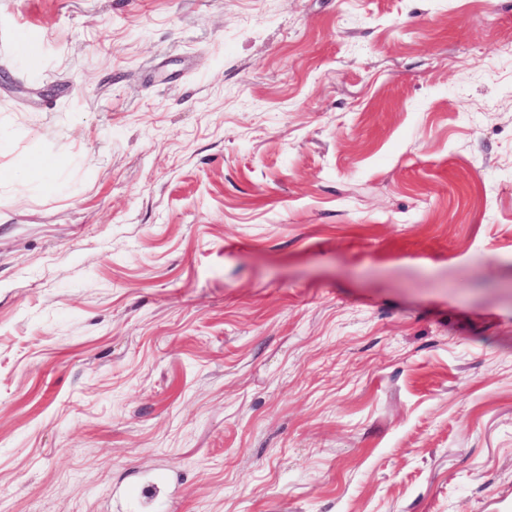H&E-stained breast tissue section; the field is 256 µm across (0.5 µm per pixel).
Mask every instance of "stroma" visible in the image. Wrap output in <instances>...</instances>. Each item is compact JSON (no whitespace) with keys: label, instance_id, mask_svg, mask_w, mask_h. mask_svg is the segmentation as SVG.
I'll use <instances>...</instances> for the list:
<instances>
[{"label":"stroma","instance_id":"35a3bbf8","mask_svg":"<svg viewBox=\"0 0 512 512\" xmlns=\"http://www.w3.org/2000/svg\"><path fill=\"white\" fill-rule=\"evenodd\" d=\"M31 30L38 63L17 32ZM512 0H0V512H512Z\"/></svg>","mask_w":512,"mask_h":512}]
</instances>
